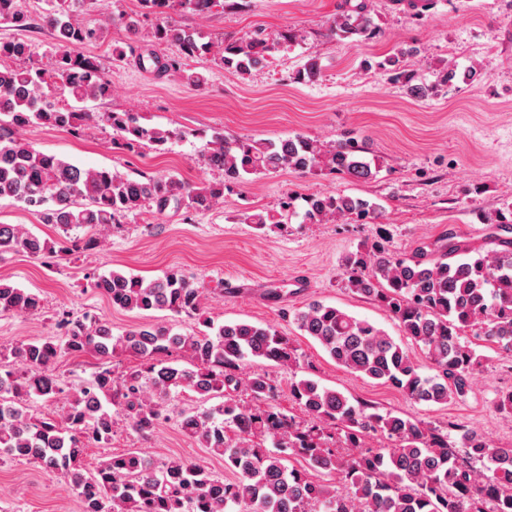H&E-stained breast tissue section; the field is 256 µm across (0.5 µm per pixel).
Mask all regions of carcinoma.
<instances>
[{"mask_svg":"<svg viewBox=\"0 0 512 512\" xmlns=\"http://www.w3.org/2000/svg\"><path fill=\"white\" fill-rule=\"evenodd\" d=\"M161 18L158 43H173L179 55L164 69L220 55L224 69L249 75L270 62L285 43L303 36L288 31L215 43L200 30L185 29L172 15L209 12L216 0H140ZM44 16L60 49L46 69L20 41L0 42V198H11L57 229L53 240L20 224H0V254L16 250L33 257L55 254L77 259L100 248L104 234L128 214L169 204L203 211L224 202V191L285 169L302 174L329 171L354 180L374 176L368 146L359 137L324 145L306 136L285 139H229L216 132L205 155L207 166L224 174L220 181L190 184L175 176L132 178L110 168H81L35 149L23 131L43 125L78 133L95 121L112 128V144L131 153L156 151L186 138L178 127L143 124L135 112L99 114L83 108L109 95L110 84L96 60L80 48L101 38L97 29L71 19L68 0H49ZM0 21L28 24L18 0H0ZM328 35L357 41L379 36L367 0L342 6ZM413 52L401 48L385 59L393 78L411 85L403 62ZM320 56L311 54L291 76L295 83L321 77ZM68 93L73 106L52 99ZM375 202L344 193L305 199L302 221L377 219ZM242 221L259 229L277 224L274 216L248 211ZM495 248L467 247L449 232L434 247H418L399 257L386 237L345 259L346 287L376 301L399 322L403 335L419 346L433 365L425 374L408 349L371 322L321 302L294 313L303 335L317 341L347 371L401 391L415 403L446 405L463 397L482 362L472 339L512 354V211L486 216ZM87 286L104 295L112 308L143 314L162 311L176 318L194 316L204 330L182 335L166 325H143L116 336L110 323L86 314H64L55 336L0 349V457L30 460L62 475L81 504V512H512V445L493 446L472 429L460 440L457 426H435L409 415L370 411L342 392L310 378L291 384L295 403L307 416L298 421L275 403L276 387L245 364L266 360L293 369L299 363L288 337L272 326L249 322L217 323L207 316L205 289L179 270L146 279L119 271L91 273ZM40 297L0 278V313L33 314ZM472 336H467V332ZM128 353L140 365L117 377L111 359ZM97 358L90 378L71 393L58 417L35 418L33 401L66 392L54 371L63 357ZM189 390L200 398L220 399L203 410L178 416V426L211 454L224 458L226 480L184 459L153 468L137 451L114 454L88 474L83 459L88 443L112 441L113 417L121 415L142 438L152 436L171 393ZM247 391L256 404L236 397ZM388 441L368 445L373 434ZM333 474L338 484L318 474Z\"/></svg>","mask_w":512,"mask_h":512,"instance_id":"carcinoma-1","label":"carcinoma"}]
</instances>
